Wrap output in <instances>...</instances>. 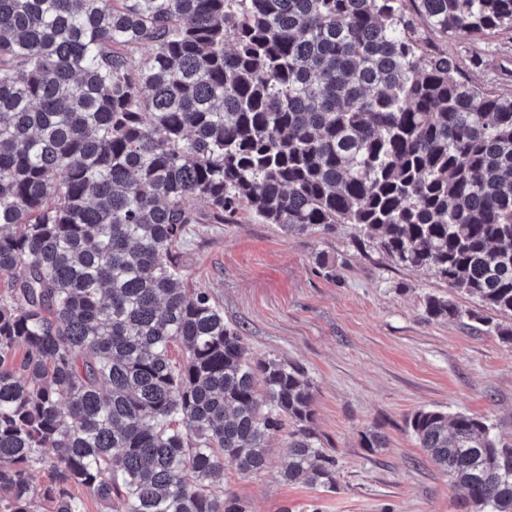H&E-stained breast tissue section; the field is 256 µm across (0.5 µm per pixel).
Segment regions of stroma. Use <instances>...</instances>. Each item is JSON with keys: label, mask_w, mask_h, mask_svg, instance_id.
<instances>
[{"label": "stroma", "mask_w": 512, "mask_h": 512, "mask_svg": "<svg viewBox=\"0 0 512 512\" xmlns=\"http://www.w3.org/2000/svg\"><path fill=\"white\" fill-rule=\"evenodd\" d=\"M415 26L469 83L512 93V30L453 39L424 18ZM177 261L225 322L242 328L252 357L303 367L315 386L316 431L338 461L333 493L282 479L281 435L260 473L225 461V486L251 512H463L407 426L421 408L484 416L512 443V344L475 322L427 318L426 297L450 294L446 285L396 265L351 226L287 236L244 211L228 224L190 225ZM376 429L383 446L366 447Z\"/></svg>", "instance_id": "35a3bbf8"}]
</instances>
